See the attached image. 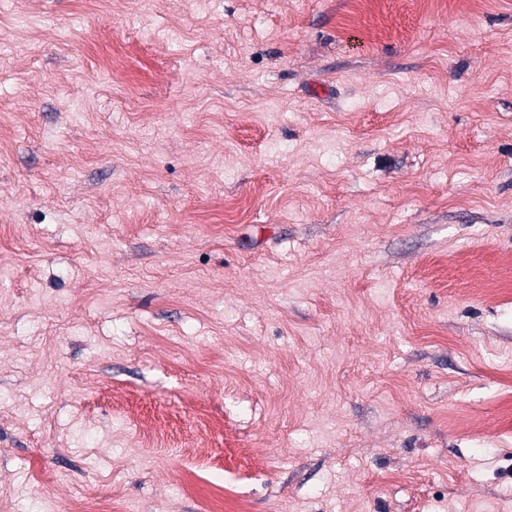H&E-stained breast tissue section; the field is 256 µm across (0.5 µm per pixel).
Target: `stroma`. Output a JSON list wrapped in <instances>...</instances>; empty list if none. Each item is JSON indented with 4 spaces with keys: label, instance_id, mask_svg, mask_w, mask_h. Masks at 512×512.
Listing matches in <instances>:
<instances>
[{
    "label": "stroma",
    "instance_id": "stroma-1",
    "mask_svg": "<svg viewBox=\"0 0 512 512\" xmlns=\"http://www.w3.org/2000/svg\"><path fill=\"white\" fill-rule=\"evenodd\" d=\"M512 512V0H0V512Z\"/></svg>",
    "mask_w": 512,
    "mask_h": 512
}]
</instances>
